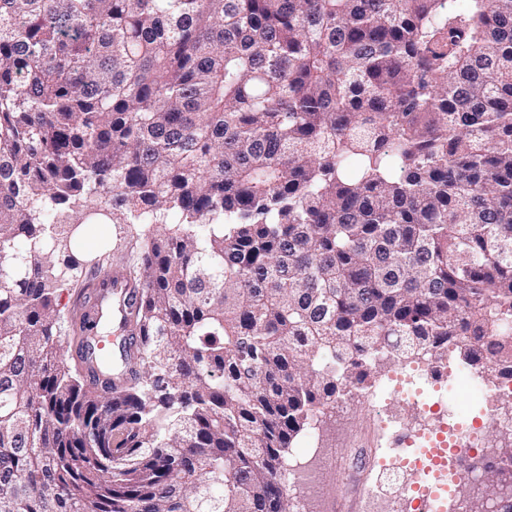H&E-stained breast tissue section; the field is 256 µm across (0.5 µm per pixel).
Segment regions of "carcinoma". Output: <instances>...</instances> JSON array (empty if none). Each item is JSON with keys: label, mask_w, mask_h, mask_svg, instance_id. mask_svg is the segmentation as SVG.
Segmentation results:
<instances>
[{"label": "carcinoma", "mask_w": 512, "mask_h": 512, "mask_svg": "<svg viewBox=\"0 0 512 512\" xmlns=\"http://www.w3.org/2000/svg\"><path fill=\"white\" fill-rule=\"evenodd\" d=\"M449 347L512 377V0H0V512H296L304 427ZM123 222L118 216L112 220V224H92L86 228L81 248L91 252L92 256H99L97 264L94 268L93 265L89 266L87 272H91L90 267L92 272L97 273L114 264L126 268L128 261L136 256L137 237L129 236V224ZM94 283V288H97L91 295L86 311L89 319L97 317L95 305L105 302L110 294H112L113 312L120 311L123 304L127 305V302L131 303L135 299L133 288L127 283L124 273L117 267H112V270L106 272L102 280L94 276Z\"/></svg>", "instance_id": "carcinoma-1"}]
</instances>
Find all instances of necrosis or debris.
Segmentation results:
<instances>
[{"instance_id":"necrosis-or-debris-1","label":"necrosis or debris","mask_w":512,"mask_h":512,"mask_svg":"<svg viewBox=\"0 0 512 512\" xmlns=\"http://www.w3.org/2000/svg\"><path fill=\"white\" fill-rule=\"evenodd\" d=\"M447 373L453 381L464 382L471 390L480 392L479 407L484 418L483 424L465 425L457 421L452 405V389L443 386L438 373ZM401 399L419 418L435 423L433 431L413 436L409 443L397 449L387 450L383 455L382 467L389 477L398 476L400 471H416L432 468V461L426 456V448H455L461 445L480 448L484 437L486 421H495L501 431L512 436V417L499 415L502 400L512 399V378H504L495 386H486L482 373L465 371L452 362L451 353L405 366L395 372L372 395L374 404L384 410L385 430L399 427V420L387 414L389 400Z\"/></svg>"}]
</instances>
